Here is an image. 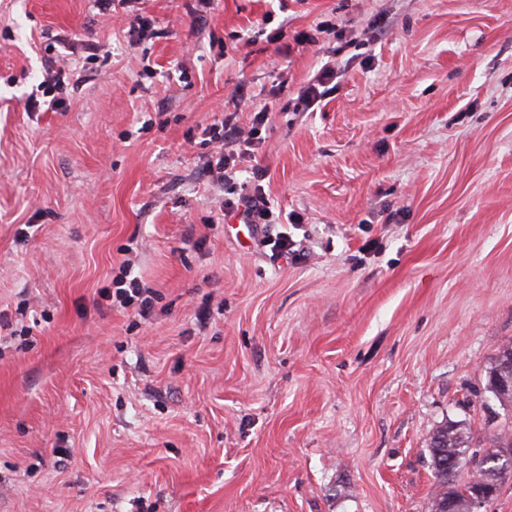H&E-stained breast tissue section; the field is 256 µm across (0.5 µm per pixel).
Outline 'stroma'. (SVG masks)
<instances>
[{
    "label": "stroma",
    "instance_id": "35a3bbf8",
    "mask_svg": "<svg viewBox=\"0 0 512 512\" xmlns=\"http://www.w3.org/2000/svg\"><path fill=\"white\" fill-rule=\"evenodd\" d=\"M199 8L0 0V512H430L432 433L512 420L485 391L512 342V0ZM53 60L79 83L27 111ZM232 105L269 112L242 180L302 223L225 218L202 140ZM126 261L147 318L108 296ZM326 62L297 93L298 101L306 109L312 108L336 87L338 69L336 63Z\"/></svg>",
    "mask_w": 512,
    "mask_h": 512
}]
</instances>
